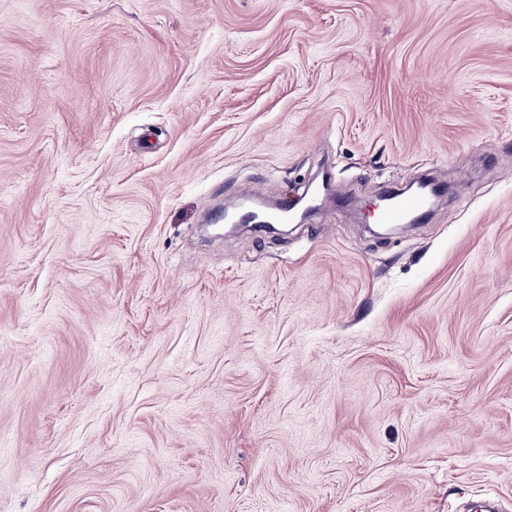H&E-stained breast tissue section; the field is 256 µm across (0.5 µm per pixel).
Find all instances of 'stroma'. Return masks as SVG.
I'll return each mask as SVG.
<instances>
[{
  "instance_id": "1",
  "label": "stroma",
  "mask_w": 512,
  "mask_h": 512,
  "mask_svg": "<svg viewBox=\"0 0 512 512\" xmlns=\"http://www.w3.org/2000/svg\"><path fill=\"white\" fill-rule=\"evenodd\" d=\"M375 200L287 236L208 208ZM512 512V0H0V512ZM377 203L366 204L361 207L365 218L374 215L377 209L376 222L378 224H402L409 215H421L426 203L419 194L413 195H394L392 198L384 201L381 205Z\"/></svg>"
}]
</instances>
